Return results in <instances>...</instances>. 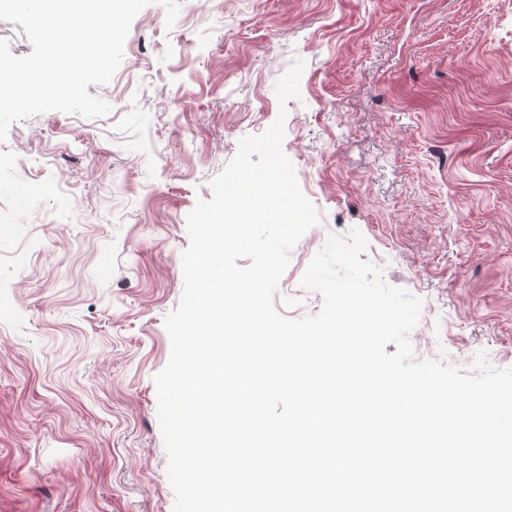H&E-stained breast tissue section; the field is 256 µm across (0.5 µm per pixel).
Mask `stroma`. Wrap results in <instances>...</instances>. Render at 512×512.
<instances>
[{
  "label": "stroma",
  "mask_w": 512,
  "mask_h": 512,
  "mask_svg": "<svg viewBox=\"0 0 512 512\" xmlns=\"http://www.w3.org/2000/svg\"><path fill=\"white\" fill-rule=\"evenodd\" d=\"M88 92L107 115L51 111L0 142L19 218L0 224V512H174L154 378L188 216L280 116L319 217L280 281L303 300L288 317L320 311L301 277L355 228L422 301L416 358L512 368V0H180L171 25L152 0Z\"/></svg>",
  "instance_id": "35a3bbf8"
}]
</instances>
